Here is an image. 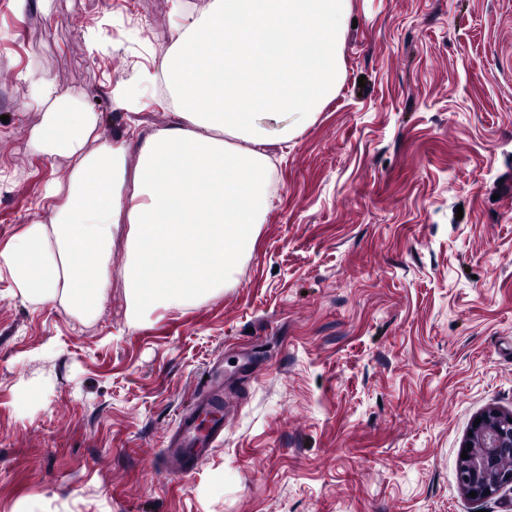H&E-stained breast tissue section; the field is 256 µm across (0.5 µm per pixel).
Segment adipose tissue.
<instances>
[{"label":"adipose tissue","mask_w":512,"mask_h":512,"mask_svg":"<svg viewBox=\"0 0 512 512\" xmlns=\"http://www.w3.org/2000/svg\"><path fill=\"white\" fill-rule=\"evenodd\" d=\"M349 9L350 0H211L207 12L184 14L156 72L112 88L129 108L145 84H161L177 117L144 138L133 168L126 137L105 135L99 113L46 75L21 73L41 114L28 145L70 172L39 199L45 218L0 249L14 293L93 319L123 224L133 310L194 304L223 288L272 204L266 146L297 138L341 85ZM87 254L96 265L83 263Z\"/></svg>","instance_id":"ef3b65f1"}]
</instances>
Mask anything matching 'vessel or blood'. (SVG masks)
I'll list each match as a JSON object with an SVG mask.
<instances>
[{"instance_id":"vessel-or-blood-1","label":"vessel or blood","mask_w":512,"mask_h":512,"mask_svg":"<svg viewBox=\"0 0 512 512\" xmlns=\"http://www.w3.org/2000/svg\"><path fill=\"white\" fill-rule=\"evenodd\" d=\"M228 406L224 402V387L215 373H208L192 398L188 410L177 420L167 451L169 472L179 477L192 471L212 449L224 431ZM208 420V434L199 431L200 420Z\"/></svg>"}]
</instances>
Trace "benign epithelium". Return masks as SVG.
I'll list each match as a JSON object with an SVG mask.
<instances>
[{"instance_id":"obj_1","label":"benign epithelium","mask_w":512,"mask_h":512,"mask_svg":"<svg viewBox=\"0 0 512 512\" xmlns=\"http://www.w3.org/2000/svg\"><path fill=\"white\" fill-rule=\"evenodd\" d=\"M481 422L471 427L468 458L459 461V481L465 492L479 500L512 484V412L489 408L479 414Z\"/></svg>"}]
</instances>
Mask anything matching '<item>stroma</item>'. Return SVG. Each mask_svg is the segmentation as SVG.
Returning <instances> with one entry per match:
<instances>
[{
	"instance_id": "obj_1",
	"label": "stroma",
	"mask_w": 512,
	"mask_h": 512,
	"mask_svg": "<svg viewBox=\"0 0 512 512\" xmlns=\"http://www.w3.org/2000/svg\"><path fill=\"white\" fill-rule=\"evenodd\" d=\"M210 0H0V247L64 161L30 152L35 69L128 149L175 123L111 87ZM336 97L269 145L275 198L206 302L91 322L0 280V512H512L461 488L474 418L512 412V0H351ZM223 362L224 435L184 478L164 452Z\"/></svg>"
}]
</instances>
